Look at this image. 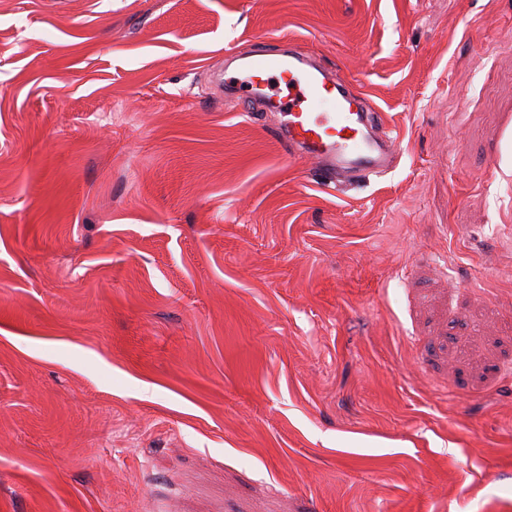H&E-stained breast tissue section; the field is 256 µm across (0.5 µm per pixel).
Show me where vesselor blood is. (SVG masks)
I'll list each match as a JSON object with an SVG mask.
<instances>
[{"label":"vessel or blood","instance_id":"obj_1","mask_svg":"<svg viewBox=\"0 0 512 512\" xmlns=\"http://www.w3.org/2000/svg\"><path fill=\"white\" fill-rule=\"evenodd\" d=\"M232 81L237 105L248 109L261 93L286 88V119L278 138L289 157L310 160L338 181L385 173L396 161L398 143L382 116L299 45L245 55Z\"/></svg>","mask_w":512,"mask_h":512}]
</instances>
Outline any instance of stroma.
<instances>
[{
    "label": "stroma",
    "instance_id": "obj_1",
    "mask_svg": "<svg viewBox=\"0 0 512 512\" xmlns=\"http://www.w3.org/2000/svg\"><path fill=\"white\" fill-rule=\"evenodd\" d=\"M281 36L389 172L225 101ZM0 512H512V0H0Z\"/></svg>",
    "mask_w": 512,
    "mask_h": 512
}]
</instances>
